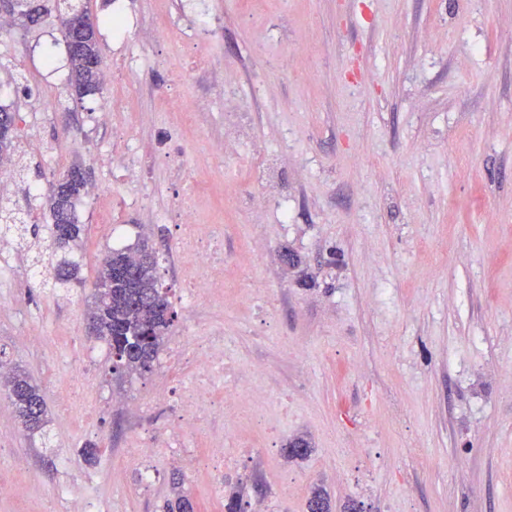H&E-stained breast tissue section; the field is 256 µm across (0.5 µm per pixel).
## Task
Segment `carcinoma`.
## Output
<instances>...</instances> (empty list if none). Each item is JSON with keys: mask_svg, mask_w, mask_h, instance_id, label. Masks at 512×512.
<instances>
[{"mask_svg": "<svg viewBox=\"0 0 512 512\" xmlns=\"http://www.w3.org/2000/svg\"><path fill=\"white\" fill-rule=\"evenodd\" d=\"M61 20L90 18L82 0H61L57 5ZM82 50L68 54L69 86L79 98L100 90L102 56L94 23L82 26ZM15 114L0 106V160L15 152ZM82 170L70 167L59 174L46 205L52 218L45 247L53 270V286L79 281L78 265L53 259L70 250L82 238L84 225L78 223L77 204L85 194ZM159 258L145 239L132 245L108 248L98 272L93 294L95 337L104 341L112 355L120 359L117 374H143L152 370L171 331L177 312L169 299V289L158 277ZM10 398L25 430L37 432L46 426V407L37 386L20 373L8 381ZM162 512H195L186 496L164 502Z\"/></svg>", "mask_w": 512, "mask_h": 512, "instance_id": "cac0c4a2", "label": "carcinoma"}]
</instances>
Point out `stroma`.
<instances>
[{"instance_id":"obj_1","label":"stroma","mask_w":512,"mask_h":512,"mask_svg":"<svg viewBox=\"0 0 512 512\" xmlns=\"http://www.w3.org/2000/svg\"><path fill=\"white\" fill-rule=\"evenodd\" d=\"M210 2L212 31L192 44L196 0H88L111 78L79 100L56 14L0 31V105L42 106L18 122L0 183V213L27 228L0 275V358L47 418L26 432L0 385V481L21 490L0 512H67L60 488L87 485L103 512H159L178 491L195 512H224L235 491L244 512H308L316 487L331 512H512V0ZM190 52L208 69L179 79ZM158 89L203 100L196 124L155 111ZM75 164L99 190L77 210L82 280L46 288L26 271L46 196ZM193 182L224 288L191 310L173 213ZM138 190L144 204L123 205ZM109 225L127 244L149 237L178 313L142 377L116 379L86 331ZM191 336L223 337L255 396L235 409L225 466L206 453L224 427L211 414L186 439L197 464L157 455L144 489L130 445L177 418L154 396L194 376L170 358ZM132 404L150 406L142 424ZM297 438L306 458L288 455Z\"/></svg>"}]
</instances>
